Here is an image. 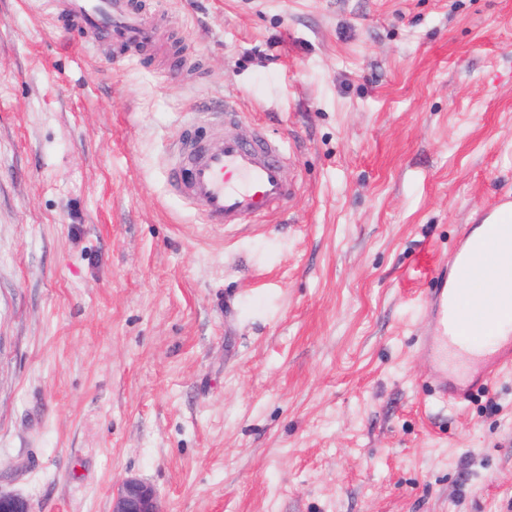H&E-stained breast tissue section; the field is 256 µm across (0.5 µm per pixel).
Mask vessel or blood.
<instances>
[{"instance_id": "obj_1", "label": "vessel or blood", "mask_w": 512, "mask_h": 512, "mask_svg": "<svg viewBox=\"0 0 512 512\" xmlns=\"http://www.w3.org/2000/svg\"><path fill=\"white\" fill-rule=\"evenodd\" d=\"M60 30L84 31L91 43L114 48L113 63L157 38L153 19L134 0H54ZM224 126L207 133L191 125L176 134V151L166 182L176 196L197 205L207 224H249L283 207L296 196V182L286 173L281 142L257 131L244 138L236 129L244 115L232 105L223 108ZM487 280L493 268L481 252L460 243L454 253ZM448 266L435 276L436 286L425 297L430 325L419 340L420 354L436 371L434 390L445 401H466L503 371L512 369V333L472 336L469 328L504 306L512 307V288L480 290L450 282Z\"/></svg>"}]
</instances>
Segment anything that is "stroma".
<instances>
[{
  "label": "stroma",
  "mask_w": 512,
  "mask_h": 512,
  "mask_svg": "<svg viewBox=\"0 0 512 512\" xmlns=\"http://www.w3.org/2000/svg\"><path fill=\"white\" fill-rule=\"evenodd\" d=\"M141 5L158 41L114 68L0 0V491L512 512V371L444 404L417 355L436 269L512 198V0ZM203 100L287 146L291 203L224 227L169 195Z\"/></svg>",
  "instance_id": "stroma-1"
}]
</instances>
